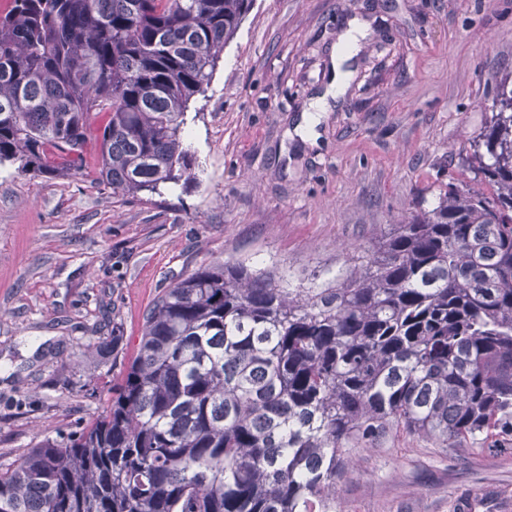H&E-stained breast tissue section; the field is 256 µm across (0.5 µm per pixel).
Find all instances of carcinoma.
Wrapping results in <instances>:
<instances>
[{
	"label": "carcinoma",
	"mask_w": 512,
	"mask_h": 512,
	"mask_svg": "<svg viewBox=\"0 0 512 512\" xmlns=\"http://www.w3.org/2000/svg\"><path fill=\"white\" fill-rule=\"evenodd\" d=\"M253 0H13L0 166L136 197L194 178L189 101ZM469 168L342 282L199 265L157 296L107 410L0 471V512H336L348 444L389 426L512 436V77ZM104 113L106 123L96 124Z\"/></svg>",
	"instance_id": "1"
}]
</instances>
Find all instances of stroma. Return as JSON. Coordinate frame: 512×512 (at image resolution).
Listing matches in <instances>:
<instances>
[{
    "instance_id": "35a3bbf8",
    "label": "stroma",
    "mask_w": 512,
    "mask_h": 512,
    "mask_svg": "<svg viewBox=\"0 0 512 512\" xmlns=\"http://www.w3.org/2000/svg\"><path fill=\"white\" fill-rule=\"evenodd\" d=\"M354 78L310 144L346 19ZM512 75V0H254L184 141L195 178L151 201L0 167V470L102 413L143 315L184 270L240 261L309 288L429 209ZM122 338L111 347L113 335ZM336 512H512V441L451 451L394 427L352 444Z\"/></svg>"
}]
</instances>
